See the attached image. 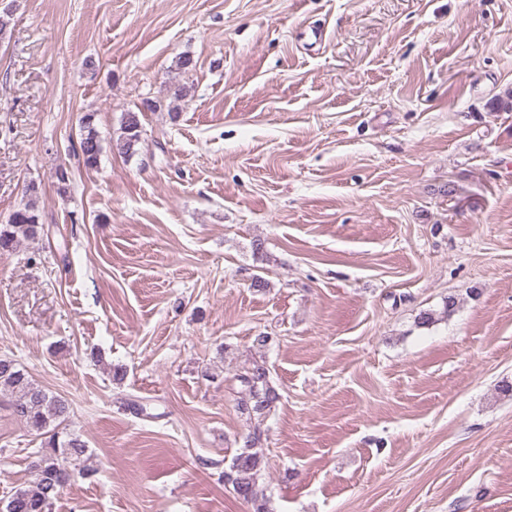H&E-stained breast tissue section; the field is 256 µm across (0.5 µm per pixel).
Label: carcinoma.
Segmentation results:
<instances>
[{
  "label": "carcinoma",
  "mask_w": 512,
  "mask_h": 512,
  "mask_svg": "<svg viewBox=\"0 0 512 512\" xmlns=\"http://www.w3.org/2000/svg\"><path fill=\"white\" fill-rule=\"evenodd\" d=\"M95 122L93 112H86L80 118L76 154L88 168L97 166L102 153ZM140 140L138 115L128 112L115 141V149L131 157ZM38 195L39 186L30 182L26 188V202L13 211L8 223L0 225L1 252L12 251L20 240L39 235ZM234 378L239 383L236 401L241 416L250 424L265 419L280 400L266 361L244 362ZM0 394L8 398L12 415L43 438L41 448L29 464L31 480L10 495L0 512H50L66 484L89 474L87 446L79 435L69 430L67 401L47 392L15 360L7 357L0 358ZM264 468L261 432L255 426L252 432L242 437L239 452L232 458L230 470L224 473V483L231 486L237 498L252 505L254 512H271L269 501L259 486Z\"/></svg>",
  "instance_id": "cac0c4a2"
}]
</instances>
